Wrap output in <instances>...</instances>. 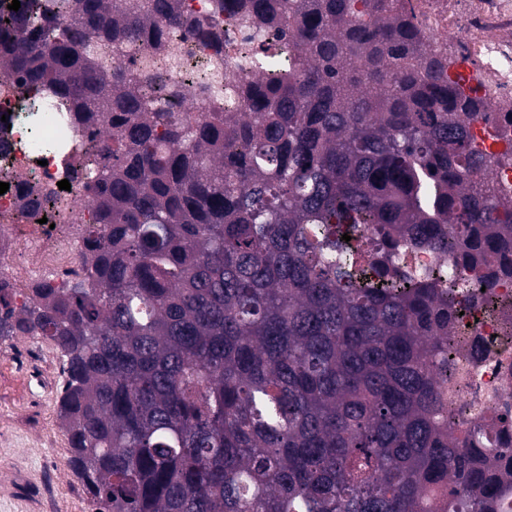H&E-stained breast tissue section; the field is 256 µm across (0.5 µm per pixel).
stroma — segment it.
I'll return each mask as SVG.
<instances>
[{"label":"stroma","mask_w":512,"mask_h":512,"mask_svg":"<svg viewBox=\"0 0 512 512\" xmlns=\"http://www.w3.org/2000/svg\"><path fill=\"white\" fill-rule=\"evenodd\" d=\"M62 361L38 336H0V512H39L52 489L53 512H93L87 489L68 464L58 410Z\"/></svg>","instance_id":"stroma-1"}]
</instances>
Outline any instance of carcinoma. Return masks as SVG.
<instances>
[{"mask_svg":"<svg viewBox=\"0 0 512 512\" xmlns=\"http://www.w3.org/2000/svg\"><path fill=\"white\" fill-rule=\"evenodd\" d=\"M214 3L259 43L190 82L164 57L108 78L90 44L221 55L181 0L0 14V72L34 111L100 126L82 275L19 306L0 277V336L65 365L69 465L96 512H495L512 441L448 427L455 316L392 260L427 245L451 280L512 251V199L481 180L512 155L470 133L487 98L406 0ZM198 86L212 108L180 115Z\"/></svg>","mask_w":512,"mask_h":512,"instance_id":"cac0c4a2","label":"carcinoma"}]
</instances>
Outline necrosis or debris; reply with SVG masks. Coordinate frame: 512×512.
Segmentation results:
<instances>
[{
	"mask_svg": "<svg viewBox=\"0 0 512 512\" xmlns=\"http://www.w3.org/2000/svg\"><path fill=\"white\" fill-rule=\"evenodd\" d=\"M433 49L439 50L453 27L455 0H417ZM512 23V0H471L469 35L477 55L486 61L485 93L512 92V43L489 34L493 26ZM6 116L11 146L0 162V182L9 189L0 195V224L13 231L0 238V266L10 265L15 281L51 271L65 277L78 263L79 249L70 227L95 221L93 208L80 205L85 193L77 157L89 138L90 127L76 121L46 128L31 110L13 78L0 77V116ZM43 135L59 141L57 150L37 155L29 145ZM68 180L70 190L59 189ZM36 185L51 204L47 223L26 216L23 195ZM452 307L460 334L477 345V352L458 348L448 355L451 371L442 390L457 417V426L496 425L499 415H512V275L489 278L486 268L462 270Z\"/></svg>",
	"mask_w": 512,
	"mask_h": 512,
	"instance_id": "4bbe7bcc",
	"label": "necrosis or debris"
}]
</instances>
